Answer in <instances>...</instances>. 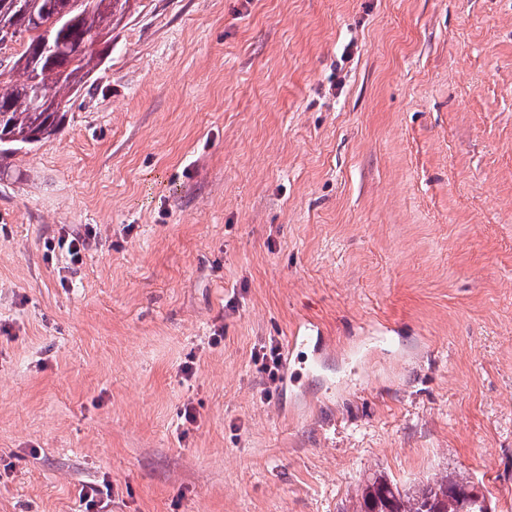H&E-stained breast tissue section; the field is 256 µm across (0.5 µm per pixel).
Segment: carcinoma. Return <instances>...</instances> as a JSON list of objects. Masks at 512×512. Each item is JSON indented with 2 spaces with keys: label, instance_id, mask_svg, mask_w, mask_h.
I'll return each mask as SVG.
<instances>
[{
  "label": "carcinoma",
  "instance_id": "cac0c4a2",
  "mask_svg": "<svg viewBox=\"0 0 512 512\" xmlns=\"http://www.w3.org/2000/svg\"><path fill=\"white\" fill-rule=\"evenodd\" d=\"M26 15L13 9L24 26L27 41L22 51L0 57V157L11 148L21 149L56 133L66 105L87 85L101 64L99 41L110 44L112 25L121 20L129 0H22ZM19 71L24 80L15 82ZM468 485L444 471L409 489L381 472L368 475L349 512H483V505H468L448 494V489Z\"/></svg>",
  "mask_w": 512,
  "mask_h": 512
}]
</instances>
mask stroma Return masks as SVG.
Returning <instances> with one entry per match:
<instances>
[{
    "mask_svg": "<svg viewBox=\"0 0 512 512\" xmlns=\"http://www.w3.org/2000/svg\"><path fill=\"white\" fill-rule=\"evenodd\" d=\"M89 83L0 160V512H512V0H130ZM453 476L448 471L434 473L415 488H401L381 472L368 475L361 484L352 509L346 512H493L481 487ZM465 486L453 492L461 497L483 499L467 506L448 494V489ZM484 507V509H483Z\"/></svg>",
    "mask_w": 512,
    "mask_h": 512,
    "instance_id": "obj_1",
    "label": "stroma"
}]
</instances>
